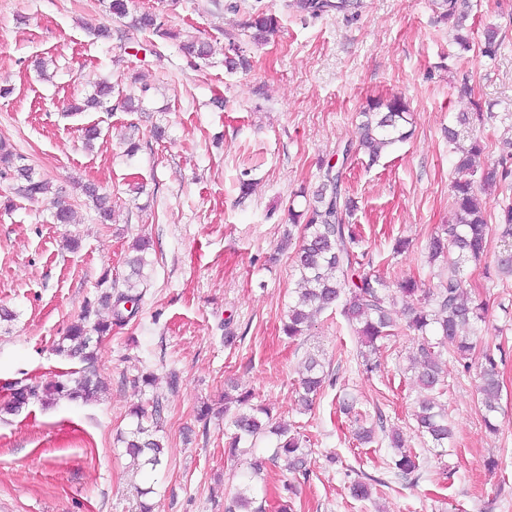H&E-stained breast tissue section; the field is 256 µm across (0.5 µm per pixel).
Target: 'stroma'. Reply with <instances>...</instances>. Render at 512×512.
<instances>
[{"label": "stroma", "instance_id": "1", "mask_svg": "<svg viewBox=\"0 0 512 512\" xmlns=\"http://www.w3.org/2000/svg\"><path fill=\"white\" fill-rule=\"evenodd\" d=\"M353 19L313 18L289 0H134L168 28L207 41L208 65L193 68L175 41L129 33L108 0H0V138L48 180L74 211L51 220L52 200L18 197L0 178V395L9 386L73 370L56 346L96 300L102 278L122 281L133 240L150 238V279L137 316L114 325L99 344L106 388L86 403H31L0 417V512H224L241 488L247 457L230 458V419L222 415L228 384L251 391L253 404L310 441L308 479L297 482L293 512H512V280L498 279L499 211L512 203V177L487 193V251L467 265L469 295L485 303L480 344L502 348L501 426L489 432L474 376L447 363L440 402L453 428L447 453L423 442L412 413L417 389L402 367L414 334L400 327L383 349L381 368L363 373L360 342L333 308L318 314L298 340L284 335L296 295L293 251H278L289 210H303L299 189L315 190L320 165L359 138V113L372 98L404 96L414 133L375 163L351 153L344 187L357 203L356 252L365 271L394 283L432 284L427 244L453 223L456 179L445 130L459 112L481 109L483 159L512 157V0H467L477 26L498 27L495 56L460 52L434 0H363ZM274 13L279 30L254 44L247 23L255 8ZM111 30L108 40L91 34ZM245 50L247 71L229 70V44ZM136 79L143 109L68 115L98 81ZM469 82L472 92L458 87ZM101 134L85 148L81 129ZM164 126L156 139L155 126ZM139 144L125 153V141ZM253 182L239 195L242 177ZM111 192L112 223L97 220L86 183ZM79 244L66 249V240ZM407 242L395 252L397 242ZM322 353L332 375L311 410L296 395L307 352ZM179 376L169 387L168 374ZM155 382L137 384L141 373ZM353 396L376 440L353 436L339 411ZM161 403L162 465L137 473L117 441L134 405ZM215 413L198 415L202 404ZM400 430L421 466L418 479L394 476L386 433ZM374 478L373 495L351 494L358 473ZM150 488L140 498L141 488Z\"/></svg>", "mask_w": 512, "mask_h": 512}]
</instances>
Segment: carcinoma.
Returning a JSON list of instances; mask_svg holds the SVG:
<instances>
[{
    "label": "carcinoma",
    "instance_id": "obj_1",
    "mask_svg": "<svg viewBox=\"0 0 512 512\" xmlns=\"http://www.w3.org/2000/svg\"><path fill=\"white\" fill-rule=\"evenodd\" d=\"M289 7L300 14L321 16L333 13L347 19L358 16L362 0H291ZM440 20L448 23L450 32L464 50L470 48L472 25L468 23L469 12L464 0H437ZM278 18L273 13L259 10L253 14L249 27L253 29V40L261 43L276 32ZM131 27L140 31H151L159 36L175 39L178 34L166 27L159 15L143 12L132 18ZM483 52L492 54L501 46L499 30L489 25L482 32ZM183 53L201 61L211 55L209 44L195 39L182 41ZM227 68L247 70L250 60L243 50L232 45L224 55ZM115 107L126 112L138 110L131 95H126L109 82L96 85L95 91L81 104H73V112L98 110L110 100ZM409 108L406 102L394 96L389 99H372L361 111L360 138L358 144L345 145L340 152L347 157L352 151H361L375 162L389 147L412 135L409 128ZM461 131L448 129V142L454 145L455 168L460 178L451 186L455 207L454 222L431 237L428 244L430 261L439 262L438 283L428 290L419 288L416 281L406 279L397 290L381 277L365 271L356 254L357 234L352 225L346 223L347 214L355 209L354 201L343 189V167L327 162L321 166L322 175L317 190L308 201L307 208L296 214L302 220L295 266L302 288L297 291L296 301L288 306L287 321L283 332L289 338L305 333L311 325L312 316L326 309L341 306V314L360 338L364 350L361 366L365 373L378 367L375 357L380 353L384 341L396 337L397 320L393 315L397 298L411 299L423 293L424 306L411 310L408 327L417 332L416 351L409 359L405 373L420 389L414 411L417 432L434 448H445L452 437L448 414L441 408L439 397L445 386L443 351L448 342L455 343L453 355L463 372L473 368V357L479 356V379L477 390L486 427L498 430V413L501 400L497 352L485 346L477 350L475 337L478 324L485 321V304L465 296L463 270L469 263L481 261L487 248L488 224L487 201L478 196L475 183L491 187L500 178L512 174L507 160L501 168L488 167L482 160L483 146L478 139L464 144ZM0 176L17 183V193L37 201L50 193L51 185L44 179H36L31 169L23 163V157L13 151L10 144L0 139ZM85 194L92 200L100 223L112 220V197L100 192L93 184L84 186ZM499 222L503 224L501 249L497 259V272L512 278V204L500 208ZM150 241L138 239L127 255L129 273L124 279L123 289L106 291L100 302L111 308L113 321H97L92 326L85 324L91 313V303H86L84 318L72 324L58 351L81 364L77 370L61 375L57 379L19 385L12 388L9 397L0 402L1 414H17L32 401L52 405L61 399L85 402L96 396L103 388L97 376L98 344L102 336L112 329V323L136 313L141 297L140 286L146 282L148 265L146 255ZM304 372L300 379V401L310 409L322 390L329 372L324 370L321 354L309 352L303 361ZM132 425L121 436L129 467L136 471L157 469L162 464L164 446L158 435L161 428L162 407L156 402L152 410L136 406L130 411ZM270 412L262 407L233 414L231 424L234 432L229 442V453L233 456L245 454L248 449L266 434L277 437L268 459H256L250 463L249 478L262 474L266 461L283 462L285 470L293 475L309 476L307 451L304 439L281 425L269 424ZM390 445L400 449L391 460L395 475L409 478L419 470L418 456L402 450L404 439L396 431L389 434ZM248 488L236 492L225 505V512H265L262 505L255 504L247 495Z\"/></svg>",
    "mask_w": 512,
    "mask_h": 512
}]
</instances>
